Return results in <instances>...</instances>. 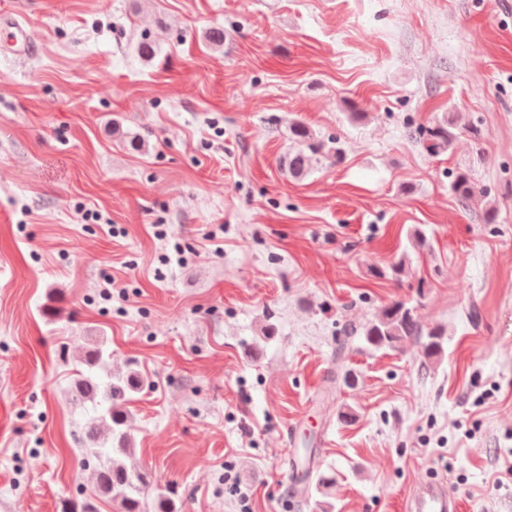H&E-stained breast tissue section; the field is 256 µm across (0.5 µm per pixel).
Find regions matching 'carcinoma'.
Segmentation results:
<instances>
[{"label":"carcinoma","instance_id":"obj_1","mask_svg":"<svg viewBox=\"0 0 512 512\" xmlns=\"http://www.w3.org/2000/svg\"><path fill=\"white\" fill-rule=\"evenodd\" d=\"M452 128L454 123L447 120L435 122L417 128L414 135L429 152L439 154L451 149L456 139ZM288 142V174L295 178L310 173L312 164L323 159L336 166L345 160L340 139L331 138L326 142L319 140L305 123L296 119L288 122ZM449 189L463 205L478 198L484 200L485 221L488 224L495 223L497 207L487 200V191L468 171H458ZM375 274L379 277L388 276L398 283L403 282L407 275L405 257H400L385 270H376ZM362 336L368 347L374 350H395L404 342L412 340L419 344L423 356L431 362H439L445 356V329L422 324L416 305L409 300L396 299L385 305L375 319L363 327ZM107 357H112V354L106 353L102 345L98 344L86 351L82 363L91 370L100 367ZM145 384L143 375L136 371L106 379L79 371L74 379V387L82 401L103 409L101 419L111 422L112 440L117 442L115 450L125 455L130 454L132 446V415L127 404ZM97 439V432L88 430L87 445L93 449V456L97 459L95 481L99 494L119 501L122 512H177L169 490L158 487L149 489L146 473L100 450Z\"/></svg>","mask_w":512,"mask_h":512}]
</instances>
